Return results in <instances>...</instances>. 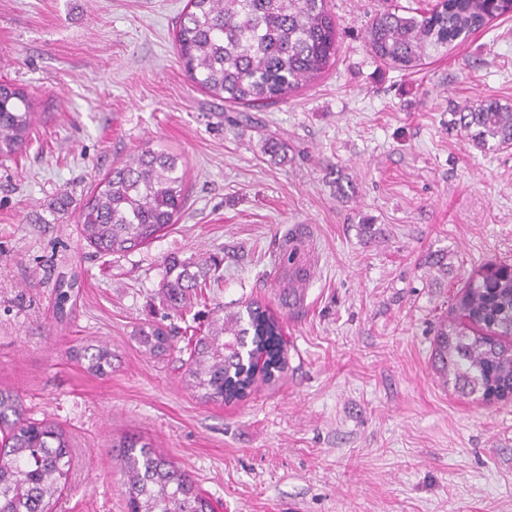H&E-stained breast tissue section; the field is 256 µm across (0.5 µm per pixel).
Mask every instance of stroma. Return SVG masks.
Returning <instances> with one entry per match:
<instances>
[{
	"instance_id": "35a3bbf8",
	"label": "stroma",
	"mask_w": 512,
	"mask_h": 512,
	"mask_svg": "<svg viewBox=\"0 0 512 512\" xmlns=\"http://www.w3.org/2000/svg\"><path fill=\"white\" fill-rule=\"evenodd\" d=\"M186 2L0 0V80L35 110L29 144L0 163V385L69 436L56 512H126L112 441L128 432L215 512H512V398L444 384L432 356L471 274L512 264V148L468 144L457 123L489 96L512 105V18L405 71L374 58L366 30L417 0H330L335 60L255 109L184 74ZM268 138L285 160L264 153ZM147 145L178 155L184 212L149 245L99 253L75 206ZM434 253L445 281L425 264ZM173 259L206 261L212 281L183 315L160 298ZM292 269L310 278L285 308ZM250 298L280 319L288 368L204 401L184 382L189 339ZM146 323L173 349L146 353ZM99 343L104 376L69 354Z\"/></svg>"
}]
</instances>
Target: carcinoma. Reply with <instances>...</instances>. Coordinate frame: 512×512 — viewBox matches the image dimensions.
I'll use <instances>...</instances> for the list:
<instances>
[{"mask_svg": "<svg viewBox=\"0 0 512 512\" xmlns=\"http://www.w3.org/2000/svg\"><path fill=\"white\" fill-rule=\"evenodd\" d=\"M512 0H435L416 8H392L367 30L370 52L404 70L448 52L490 22L508 15ZM174 47L188 78L230 104L264 107L284 102L315 80L336 55V20L327 0H187ZM34 120L28 93L0 83V159L27 143ZM460 128L475 146H512V106L497 98L460 114ZM186 200L178 157L146 146L112 166L78 207L83 240L103 254H123L151 243L177 223ZM163 284L176 306L200 287L191 264ZM282 323L257 301L226 311L212 331L189 349V387L207 401L243 398L261 375L270 381L287 368ZM151 352L172 348L159 327L141 329ZM71 354L86 371L106 375L112 351L86 345ZM434 366L443 381L483 399L512 393V264L489 263L456 294L436 326ZM124 476L127 512H214L195 481L136 434L112 444ZM72 466L70 441L52 422L26 417L19 397L0 387V512H52L60 482Z\"/></svg>", "mask_w": 512, "mask_h": 512, "instance_id": "obj_1", "label": "carcinoma"}]
</instances>
